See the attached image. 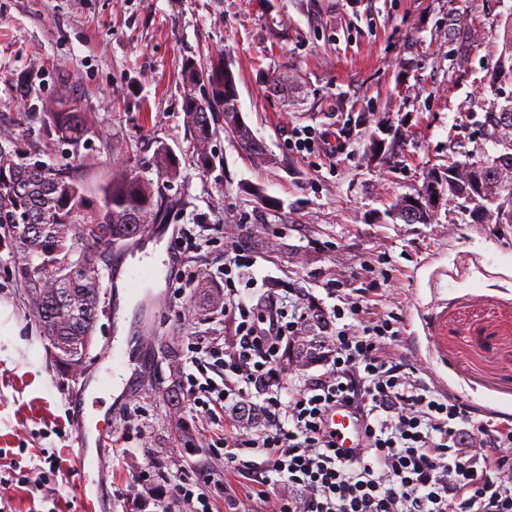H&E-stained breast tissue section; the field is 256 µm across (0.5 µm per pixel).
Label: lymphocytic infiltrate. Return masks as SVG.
I'll list each match as a JSON object with an SVG mask.
<instances>
[{"label":"lymphocytic infiltrate","instance_id":"lymphocytic-infiltrate-1","mask_svg":"<svg viewBox=\"0 0 512 512\" xmlns=\"http://www.w3.org/2000/svg\"><path fill=\"white\" fill-rule=\"evenodd\" d=\"M254 264L241 241L224 250V286L235 316L232 342L201 346L215 378L182 386L203 413L220 407L242 416L259 410L260 426L224 439V459L259 485L277 474L286 491L279 512H512V425L473 421L461 400L431 392L412 365L392 356L391 319L357 301L334 305V353L322 375L286 389L282 343L306 334L301 303L284 309L275 289L256 303L239 298L235 278ZM363 422L359 456L336 446L326 417L336 406ZM258 448L264 464L241 459Z\"/></svg>","mask_w":512,"mask_h":512}]
</instances>
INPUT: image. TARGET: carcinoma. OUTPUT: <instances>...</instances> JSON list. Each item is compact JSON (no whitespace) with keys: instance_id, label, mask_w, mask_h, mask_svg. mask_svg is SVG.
<instances>
[{"instance_id":"cac0c4a2","label":"carcinoma","mask_w":512,"mask_h":512,"mask_svg":"<svg viewBox=\"0 0 512 512\" xmlns=\"http://www.w3.org/2000/svg\"><path fill=\"white\" fill-rule=\"evenodd\" d=\"M491 81L512 84V26L492 66ZM183 112L194 135L198 167L215 165L211 140L214 117L227 112L226 95L237 92L233 62L222 56L198 67L185 60L181 69ZM46 131L72 146L77 164L51 170L16 161L13 137L0 136V252L14 258L13 276L38 319L56 359L92 347L99 315V270L111 247L136 237L149 224L165 221L170 204L154 183L128 171L96 179L94 166L80 156L89 130L85 113L75 107L50 108L42 117ZM484 136L506 152L469 169L448 164V199L463 200L474 224H512V95L492 104ZM157 174L179 175L164 145L155 159ZM82 274L69 277L73 268ZM326 323L313 317L307 336L293 345L296 362L306 367L325 357L331 337Z\"/></svg>"}]
</instances>
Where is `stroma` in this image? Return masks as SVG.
Wrapping results in <instances>:
<instances>
[{"label": "stroma", "instance_id": "35a3bbf8", "mask_svg": "<svg viewBox=\"0 0 512 512\" xmlns=\"http://www.w3.org/2000/svg\"><path fill=\"white\" fill-rule=\"evenodd\" d=\"M473 24L472 50L449 66L448 17ZM512 0H0V130L18 159L71 164L69 146L41 117L65 98L90 119L81 153L102 174L156 179L168 147L177 179L162 182L175 234L152 249L164 276L122 312L129 326L174 341L181 371L190 348L230 337L221 273L225 241L241 238L255 264L251 298L296 288L330 315L338 300L393 315L392 354L413 363L431 391L461 399L476 420L512 419V224H469L448 199V165L500 149L481 138L495 97L490 66ZM231 57L244 122L262 144L255 162L216 121L213 169L199 168L183 112L181 65ZM341 132L342 154L301 153L294 131ZM432 186L431 224L397 219V200ZM0 252V512H79L83 476L75 424L90 434L115 419L112 451L94 491L98 512H186L175 484L204 494L212 512H275L283 491L224 463V420L179 394L170 407L167 364L142 373L130 399L88 400L118 333L112 290L83 372L60 371ZM216 282L212 295L200 278ZM155 166L157 174L161 178L172 180L179 175V167L177 166L176 158L166 146L161 145L158 148Z\"/></svg>", "mask_w": 512, "mask_h": 512}]
</instances>
